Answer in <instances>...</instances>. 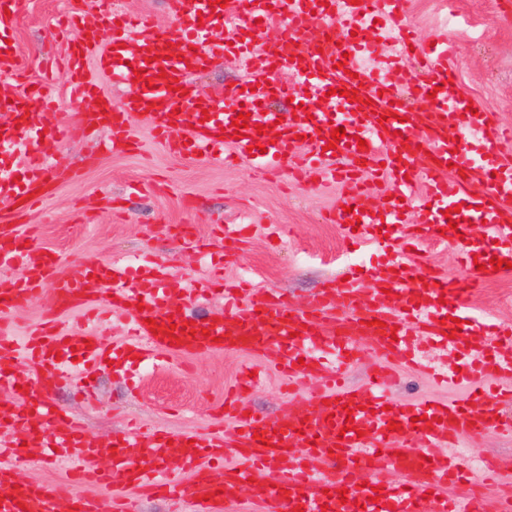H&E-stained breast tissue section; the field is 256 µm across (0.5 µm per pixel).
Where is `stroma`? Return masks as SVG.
<instances>
[{
	"instance_id": "35a3bbf8",
	"label": "stroma",
	"mask_w": 512,
	"mask_h": 512,
	"mask_svg": "<svg viewBox=\"0 0 512 512\" xmlns=\"http://www.w3.org/2000/svg\"><path fill=\"white\" fill-rule=\"evenodd\" d=\"M79 9L86 22H96L100 0H21L14 37L18 58L31 78H38L68 50L57 37L59 14ZM406 12L422 43L450 41L460 86L498 124L512 127V0H407ZM231 29L220 28L212 43L211 64L194 77L197 87L215 91L238 81L239 67L224 53ZM52 196L39 208L15 214L0 204V224L30 228L37 246L53 251L64 275L80 277L92 262L112 259L135 266L161 264L187 287L204 284L213 261L223 260L227 282L247 281L251 288H274L289 304L311 303L323 289L355 267L393 260L406 227L390 226L388 247L368 240L347 241L337 225L328 223L339 186L270 181L240 164L208 165L158 145L139 132L137 146L127 152L102 150L99 139L75 138L49 147ZM218 224H246L247 245L225 256L224 244L213 237ZM194 231L185 243L180 227ZM459 242L428 239L411 258L439 273L458 275ZM487 320L512 326V271L489 282L466 302ZM252 355L228 348L189 357L165 355L141 367L136 376L111 366L89 379L71 375L51 384L47 396L79 419L87 434L110 440L113 433L137 423L143 430L164 427L201 435L231 429L232 419L220 411L224 392L233 387ZM392 397L453 401L465 398V386L442 387L425 375L394 364ZM316 389L314 381L298 380L288 395L284 380L268 370L265 381L246 393L253 413L298 416ZM468 454L498 467V478L483 484L480 497L487 512L499 499L501 485L512 482V433L489 430L465 441Z\"/></svg>"
}]
</instances>
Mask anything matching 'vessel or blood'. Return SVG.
I'll return each mask as SVG.
<instances>
[{"instance_id":"vessel-or-blood-1","label":"vessel or blood","mask_w":512,"mask_h":512,"mask_svg":"<svg viewBox=\"0 0 512 512\" xmlns=\"http://www.w3.org/2000/svg\"><path fill=\"white\" fill-rule=\"evenodd\" d=\"M404 3L228 0L220 6L170 0L183 24L168 31L143 16L111 11L105 27L78 29L58 78L72 101H100L94 69L131 94L72 124L61 119V102L49 96L46 83L26 79L10 43L18 0H0V76L12 89L10 96L0 95L1 202L46 199L44 145L94 137L106 128L113 149L122 150L136 140L129 124L134 117L166 148L193 159L245 161L260 173L340 183L339 205L329 219L345 237L377 239L380 228L411 213L423 240L447 228L444 212L456 207L457 231L469 238L459 276L398 259L391 271L366 268L303 308L273 288L241 299L217 272L210 291L223 298V309L192 315L172 300L186 290L181 281L154 272L146 288L108 259L91 263L87 276L73 280L61 275L53 256L27 245L17 227L0 226V268L21 271L0 284V310L51 296L47 320L36 330H20L0 317V355L42 373L22 384L0 370V388L17 392L14 401L0 405V433L10 437L0 448V512H102L97 499L70 490L73 481L187 499L194 512H223L244 488L265 512H481L480 498L468 488V462L455 449L471 435L512 431V422L499 416V404L512 401V390L497 393L489 385L512 376V329L475 316L462 299L494 278L490 259L512 262V167L498 162L504 135L489 113L469 112L450 47H416ZM221 16L238 22L239 39L224 51L237 59L247 81L225 87L219 99L184 93L191 71L212 60L209 44ZM273 20L275 37L256 43L260 23ZM317 20L322 35L309 38ZM283 71L289 82L279 80ZM272 96L292 100L293 111L269 108ZM32 102L37 111H29ZM241 112L249 119L238 129ZM340 127L346 134L333 141ZM361 139L366 147H358ZM371 177L394 185V199L369 201ZM420 181L426 192L418 196L413 189ZM482 222L487 233L470 235V224ZM72 309L90 320L102 310L128 312L126 346L107 351L94 329L61 322ZM363 342L382 363L359 388L342 375ZM229 346L262 355L286 379L307 376L324 384L303 415L266 418L241 406L245 390L259 382L245 374L224 397V413L236 421L232 435L193 438L131 429L107 442L90 438L44 395L51 382L78 366L89 372L107 359L120 367L135 356H190ZM460 352L471 354V361L449 369L447 358ZM394 359L451 386L468 383V401L393 403L388 389ZM230 448L242 449L247 464L225 461ZM103 457L111 469L97 468ZM49 458L65 463L66 481L20 480L21 468ZM173 461L200 471V478L171 479L167 467ZM388 471L402 474L403 482L386 481Z\"/></svg>"}]
</instances>
